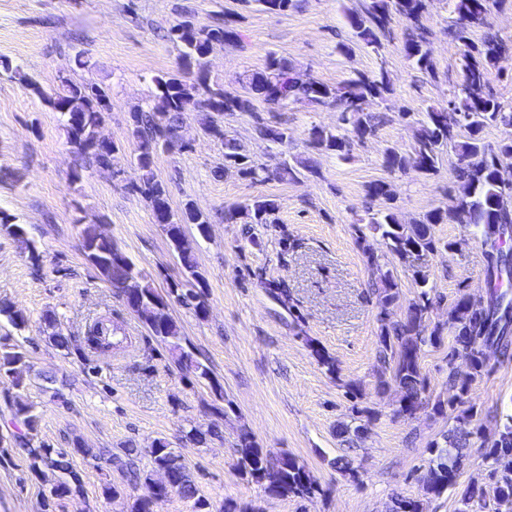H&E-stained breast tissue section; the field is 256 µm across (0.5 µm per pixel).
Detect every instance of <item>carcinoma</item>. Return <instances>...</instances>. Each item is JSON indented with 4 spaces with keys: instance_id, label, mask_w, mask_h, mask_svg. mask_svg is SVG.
Masks as SVG:
<instances>
[{
    "instance_id": "1",
    "label": "carcinoma",
    "mask_w": 512,
    "mask_h": 512,
    "mask_svg": "<svg viewBox=\"0 0 512 512\" xmlns=\"http://www.w3.org/2000/svg\"><path fill=\"white\" fill-rule=\"evenodd\" d=\"M256 2L268 12L286 11L296 0H242ZM492 0H454L456 18L448 27L451 44L461 52L463 78L460 93L448 99L445 107H431L425 119L419 122L411 151L404 154L395 148L384 157L386 169L394 174L411 166L426 175H435L447 149H452L459 163L454 168L455 178L462 184L461 195L445 208H436L409 224L402 223L396 212L388 211L371 217L370 228L382 232L389 251L413 268L420 291L408 302L402 317H392L391 307L400 299V289L394 270L384 257L371 249L364 250L367 264L376 269L378 279L372 289L378 297L379 335L376 349L377 390L394 383L400 389L398 412L412 416L432 406L443 412L445 406L468 405L457 416L458 425L444 436L445 445H433L432 457L420 476L422 488L428 494L439 495L456 482L463 468L462 450L474 442L487 446L491 484L472 483L462 493L461 504L484 503L492 498L497 508L512 512V417L498 428L491 439H486L478 411L469 403L472 384L489 370L490 363L512 361V321L499 315L500 309L512 313V296L498 288L503 278L492 274L493 260L506 253L504 229L512 226V182L502 180L499 162L512 158V105H506L491 86V75L505 49L497 34L489 31L475 44L469 38L474 26L489 27L488 15ZM426 9V0H365L362 8L349 12L348 20L355 37L365 46L379 51L382 40L390 35L392 15L397 14L411 23L406 28L404 52L414 68L422 74L434 73V63L428 47L427 32L419 24ZM169 38L180 43L183 69H197L193 83H187L179 71L154 78L155 92L146 106L131 113L129 138L137 146L150 145L154 150L167 149L171 136L184 122L189 112L205 113L203 130L224 143V164L217 167L221 173L236 168L253 178H268V170L253 164L243 143L224 133L221 119L226 113L255 112V103L263 111L284 112L288 105L308 102L340 112L341 132L315 128L311 132L310 147L321 151H334L347 155L354 142L363 141L380 123V116L369 111V105L391 94L392 88L385 75L359 74L341 86H331L314 79L299 78L298 68L292 61L270 55L260 71L245 72L239 78L243 91L233 92L224 83L209 78L202 56L214 46H236L241 35L226 14L212 25L198 28L188 20L174 25ZM27 89L37 94L50 108L59 112L65 122L68 143L76 150L82 165H92L101 171L112 170V159L120 147L98 140L99 128L105 115L112 111L110 88L92 81H76L68 77L60 80L53 93H45L39 84L20 67L3 64ZM486 127L503 131L495 145L484 142L481 132ZM253 136L278 145L288 144V126L281 121H267L256 117ZM137 177L130 182V190L139 194L150 207L156 223L164 231L177 253L184 269V279L171 290L176 300L203 316V288L205 276L197 270L192 252L182 248V225L194 224L205 233L210 224L206 214L188 201L176 212L170 205L168 184L154 171V156H136ZM317 173L310 158L291 165L281 164L275 171L281 181H295L304 173ZM278 205L271 199L255 200L224 212V221L231 224H269ZM437 224H469L481 234L486 247L489 291L486 298H474L461 293L448 312V388L452 395L448 401L430 403L426 398V378L423 374L421 354L426 346L437 347L443 340V325L431 324L433 308L431 289L428 288L429 258L438 250L435 238ZM85 259L107 283L112 291L129 301L133 296L162 299L146 281L145 275L122 252L110 237L98 235L86 225L81 230ZM0 315L20 330L27 323L26 316L6 302L0 304ZM139 320L150 335L168 349L176 367L199 380L214 382L211 369L198 361L190 349L183 346V336L177 322L169 315L159 319L143 310ZM44 323L53 329L49 339L59 349L86 360L91 352L112 351V336L117 327L112 322L95 320L88 325L84 336L77 338L57 327L56 318L48 313ZM33 367L25 348L10 343V337L0 338V384L6 393L13 394L12 413L26 428V433L14 441L26 448L30 471L40 479L53 476L49 501L61 499L81 488V480L73 470L70 457L79 453L92 461L103 460L109 467H126L133 459L145 454L150 468L133 471L132 479L141 483L146 493L133 499L129 512H154L153 499L157 493L152 487L156 470L171 471L172 491L193 503L196 512H207L208 503L200 494L193 474L183 455L170 444L157 439L144 450L128 444L122 445V455L105 448H88L79 441L73 448H53L37 438L39 417L34 407L21 398ZM237 469L240 475L259 485L269 498H312L323 493L321 485L307 467L288 454L275 456L257 447L250 437H241ZM392 512H422L418 500L399 494L392 497Z\"/></svg>"
}]
</instances>
